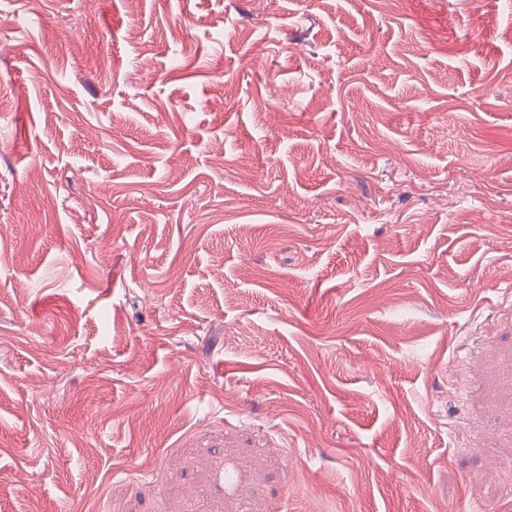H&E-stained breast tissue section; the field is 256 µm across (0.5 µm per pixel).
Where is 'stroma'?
<instances>
[{"label":"stroma","mask_w":512,"mask_h":512,"mask_svg":"<svg viewBox=\"0 0 512 512\" xmlns=\"http://www.w3.org/2000/svg\"><path fill=\"white\" fill-rule=\"evenodd\" d=\"M0 512H512V0H0Z\"/></svg>","instance_id":"obj_1"}]
</instances>
